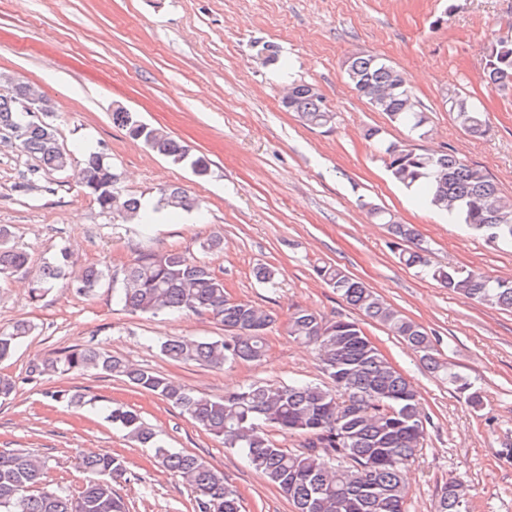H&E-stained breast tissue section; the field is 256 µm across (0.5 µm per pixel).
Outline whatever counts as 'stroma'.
Instances as JSON below:
<instances>
[{"instance_id":"1","label":"stroma","mask_w":512,"mask_h":512,"mask_svg":"<svg viewBox=\"0 0 512 512\" xmlns=\"http://www.w3.org/2000/svg\"><path fill=\"white\" fill-rule=\"evenodd\" d=\"M506 33L512 0H0V94L17 81L38 86L53 106L60 144L97 146L122 190L152 212L147 224L101 213L73 170L19 191L34 161L0 138V227L11 245L28 253L35 270L68 248L75 267L105 273L93 296L61 285L35 303L27 279L0 283V330L19 320L36 327L0 361V375L16 383L0 400V451L30 449L46 460L48 484L70 492L84 481L78 458L109 451L124 460L114 488L129 512H194L188 485L104 421L99 402L110 400L140 412L171 447L223 472L242 512H294L234 450L157 396L93 371L35 379L29 370L91 346L214 398L257 381L322 380L316 350L288 336L286 323L299 307L328 319H360L318 278L317 267L332 264L425 328L440 360L482 396L480 407L470 406L455 385L423 367L409 344L366 324L429 419L406 468L407 512H434L451 480L469 485L471 512H512V460L503 453L512 442V312L448 292L400 264L392 236L371 220L370 208L413 225L435 265L512 279V246L491 245L430 209L391 178L365 137L378 127L421 151L455 152L512 197V94L483 81L485 48ZM266 45L279 49L287 71L264 62ZM356 52L382 56L404 74L428 116L426 136L391 123L351 87L341 64ZM294 81L326 96L333 126L309 128L286 111L282 90ZM451 91L480 103L486 137L473 138L454 123L446 104ZM118 104L205 155L208 175L131 139L112 121ZM171 184L190 190L203 214L155 210L158 189ZM215 236L220 251L202 253L201 242ZM150 249L202 258L228 299L270 311L275 322L265 357L221 370L163 357L158 339L218 337L224 330L203 315L153 318L116 304L113 274ZM260 266L276 270L274 283L256 281ZM60 389L80 404L53 401L51 392Z\"/></svg>"}]
</instances>
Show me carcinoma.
Returning a JSON list of instances; mask_svg holds the SVG:
<instances>
[{
	"instance_id": "obj_1",
	"label": "carcinoma",
	"mask_w": 512,
	"mask_h": 512,
	"mask_svg": "<svg viewBox=\"0 0 512 512\" xmlns=\"http://www.w3.org/2000/svg\"><path fill=\"white\" fill-rule=\"evenodd\" d=\"M512 64V39L497 38L486 48L483 74L492 84L491 63ZM352 88L392 123L425 135L427 114L418 106L409 87L384 93L403 81L399 71L379 55L352 54L342 63ZM298 93L291 111L311 127H327L334 113L322 94H310L305 84L294 83ZM454 121L468 135L487 134L484 113L466 96L457 99ZM50 101L29 83L18 82L0 94V130L8 131L37 161L21 188H31L42 172H62L73 166L75 152L62 147L49 118ZM113 123L134 140L146 144L158 156L175 164L191 160L194 173L207 175L203 156L190 158L187 146L167 132L147 127L134 112H113ZM366 138L375 141L390 157L392 179L417 192L432 209L446 213L455 224L480 234L493 243L512 245V198L479 166L452 152L423 153L399 141H387L382 130L371 127ZM84 193L102 213L125 223L146 224L150 215L138 198L113 194L118 182L104 154L80 150ZM158 208L199 211L202 205L187 189L168 185L158 191ZM372 214L390 226L400 262L436 281L450 292L469 295L481 304L512 310V280L491 279L474 270L434 266L426 258L419 234L410 225L394 224L384 210ZM30 273L25 252L10 245L0 229V279ZM318 276L367 319L385 327L418 352L425 367L459 384L475 407L479 393L437 357L428 333L380 298L365 284L338 266L324 265ZM104 278L103 270L88 266L74 269L71 254L62 248L30 282V298L40 300L59 281L91 296ZM117 301L132 313L208 315L224 326L219 338L166 337L158 341L160 353L182 363L222 369L227 363L257 362L265 354L272 313L248 302H232L224 281L211 267L185 252L143 251L120 272ZM33 332L25 321L0 331V360L11 357L23 339ZM288 335L317 350L326 383L292 381L273 386L251 383L215 399L184 386L174 385L162 374L134 367L121 358L92 347L65 350L30 368L39 377L56 373L94 370L155 395L181 412L195 425L237 450L250 468L290 501L295 512H405L407 489L404 470L425 435V417L409 380L367 339L357 320H328L317 311L297 308L288 315ZM107 421L129 439L152 450L156 462L181 477L194 494V512H241L237 491L224 483V475L195 454L170 447L159 431L140 413L127 406L108 407ZM273 427L304 437L302 449L279 447L266 433ZM87 475L81 489L70 494L46 485L47 463L24 448L0 451V512H128L112 482L124 469L119 456L108 451L81 459ZM470 490L450 481L441 488L435 512H469Z\"/></svg>"
}]
</instances>
